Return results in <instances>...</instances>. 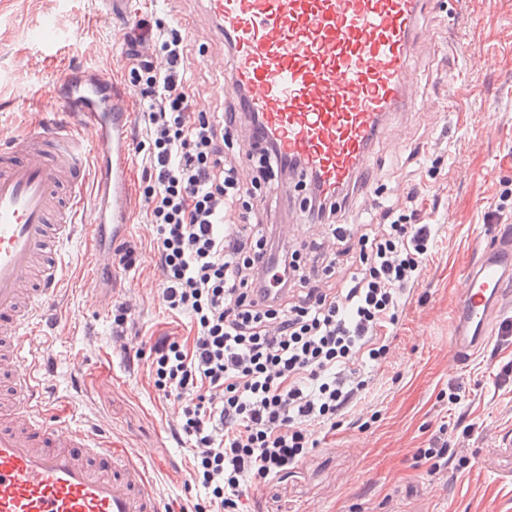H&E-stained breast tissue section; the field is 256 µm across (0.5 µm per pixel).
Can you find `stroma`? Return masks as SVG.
I'll return each mask as SVG.
<instances>
[{"instance_id":"obj_1","label":"stroma","mask_w":512,"mask_h":512,"mask_svg":"<svg viewBox=\"0 0 512 512\" xmlns=\"http://www.w3.org/2000/svg\"><path fill=\"white\" fill-rule=\"evenodd\" d=\"M131 10L165 21L189 20V72L197 108L221 111L225 73L207 58L225 53L224 36L204 0H132ZM462 12L461 36L473 54L447 49L448 23ZM435 42L417 44L410 59L431 109L401 106L370 148L372 191L360 192L348 225L357 245L365 222L419 195L418 223L432 227L433 248L420 283L391 327L382 366L364 361L370 395L356 409L360 425L341 422L281 479L265 485L257 512H512V341L492 337L468 361L448 350V326L462 274L494 226L512 231V0H426L417 19ZM125 26L112 0H0V145L51 119L53 77L63 65H91L119 85L128 79L113 58ZM309 190L297 182L262 184L253 202L264 221L287 228L291 248L309 257L311 242L333 247L327 225L300 224ZM140 206L123 238L137 243L136 269L95 264V232L79 227L64 250L55 318L39 329L53 374L52 412H75L111 440L130 462L144 465L159 496L195 512L205 492L191 480L190 454L174 440L181 413L148 377L150 357L129 364L124 349L163 333L188 336L187 316L170 312L161 295L152 240ZM130 302L126 336L112 335L115 299ZM448 427L453 463L428 475L417 449Z\"/></svg>"}]
</instances>
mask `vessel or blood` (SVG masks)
<instances>
[{
  "mask_svg": "<svg viewBox=\"0 0 512 512\" xmlns=\"http://www.w3.org/2000/svg\"><path fill=\"white\" fill-rule=\"evenodd\" d=\"M229 42L224 95L245 97L257 143L301 159L322 192L351 183L390 112L416 105L410 67L423 0H207ZM65 121L0 150V360L10 404L0 408V512H167L145 474L129 479L111 449L75 420L47 419L34 334L63 273L61 246L77 223L120 231L131 221L133 92L61 68ZM448 329L457 359L488 339L512 291V240L478 252Z\"/></svg>",
  "mask_w": 512,
  "mask_h": 512,
  "instance_id": "b4317fda",
  "label": "vessel or blood"
}]
</instances>
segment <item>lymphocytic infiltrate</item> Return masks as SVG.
I'll return each mask as SVG.
<instances>
[{
  "instance_id": "lymphocytic-infiltrate-1",
  "label": "lymphocytic infiltrate",
  "mask_w": 512,
  "mask_h": 512,
  "mask_svg": "<svg viewBox=\"0 0 512 512\" xmlns=\"http://www.w3.org/2000/svg\"><path fill=\"white\" fill-rule=\"evenodd\" d=\"M124 41L128 77L140 87L134 150L146 155L140 194L156 228L162 298L194 331L188 342L155 337L149 376L184 403L174 436L188 446L192 480L207 491L205 512H246L261 486L315 447L319 429L336 426L365 396L354 363L385 360L388 328L419 283L431 229L389 207L353 249L335 221L352 189L337 198L314 192L308 216L331 224L339 246L301 264L297 250L273 244L271 225L252 222L243 188L284 165L278 147L263 148L242 180L224 157V130L237 114L197 111L178 26L143 18ZM146 42L163 66L142 57ZM231 213L236 223L226 222ZM346 256L354 269L337 275ZM270 269L277 283L266 280Z\"/></svg>"
}]
</instances>
